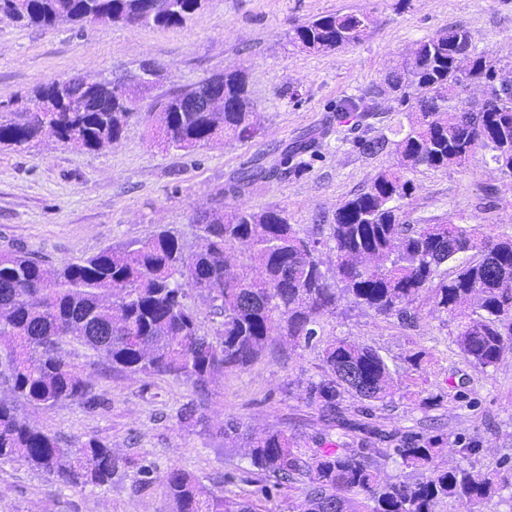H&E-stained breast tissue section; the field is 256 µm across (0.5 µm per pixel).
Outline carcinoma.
Returning a JSON list of instances; mask_svg holds the SVG:
<instances>
[{
    "label": "carcinoma",
    "instance_id": "cac0c4a2",
    "mask_svg": "<svg viewBox=\"0 0 512 512\" xmlns=\"http://www.w3.org/2000/svg\"><path fill=\"white\" fill-rule=\"evenodd\" d=\"M205 0H0V16L25 26L54 29L106 19L140 28L170 27L202 9ZM375 24L366 12L327 13L295 26L288 42L309 53H327L359 43ZM496 66L474 53L470 32L443 28L417 43L403 71L388 75L344 100L341 118L369 117L388 94L407 124L397 136L361 139L368 154L391 149L396 167L380 172L371 186L346 200L329 225L328 239L300 235L277 208L252 211L232 201L277 174V169L242 168L220 189L218 205L195 215L199 245L188 248L178 232L162 227L145 240L106 247L98 253L48 266L22 251L0 253V380L15 396L36 407L63 400L96 404L89 378L62 356L79 344L113 369L145 377L166 375L207 396L224 372L242 369L265 349L271 333L310 342L316 317L336 306V289L320 268L322 244L336 252L334 279L358 306L384 318L410 317L420 293H433L435 306L449 313L482 294L458 325L457 344L475 366H495L512 351V239L497 238L453 222L409 224L403 200L411 196L404 173L418 167L439 170L463 165L479 147L492 151L498 169L512 173V94H498ZM472 84L487 88L483 106L448 116V100ZM415 89L410 93L409 89ZM224 106L188 112L186 104L215 90ZM84 97V109L70 102ZM41 108L0 111V145L24 147L43 138L85 150L118 141L133 113L105 78L82 77L65 92L40 86ZM149 115L158 122L160 143L187 150L211 143H247L258 127L241 70L226 71L188 88L155 97ZM320 141L300 140L281 164L300 169L317 155ZM456 264L452 276L442 266ZM259 267L263 276L252 277ZM209 304L212 327H202L192 303ZM347 395L366 401L357 412L370 418L378 404L392 401L391 369L367 345L335 339L325 344L319 380L306 389L307 403L335 426L366 434L369 423L346 418ZM392 454L407 468L431 470L427 480L385 481L364 448H303L281 429L243 433L224 424V443L248 449L251 473L269 486L306 485L304 512H435L446 499L473 507L498 491L487 475L432 468L443 449L441 435L408 432L388 436ZM22 461L71 486H110L133 460L90 438L70 448L58 436L32 426L13 406L0 401V463ZM171 512H254L248 499L214 493L189 473L174 468L164 480Z\"/></svg>",
    "mask_w": 512,
    "mask_h": 512
}]
</instances>
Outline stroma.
Segmentation results:
<instances>
[{"label": "stroma", "mask_w": 512, "mask_h": 512, "mask_svg": "<svg viewBox=\"0 0 512 512\" xmlns=\"http://www.w3.org/2000/svg\"><path fill=\"white\" fill-rule=\"evenodd\" d=\"M362 11L374 26L358 44L312 54L289 44L298 24L331 12ZM451 25L469 30L500 78L512 77V0H206L183 24L129 28L110 22L45 30L0 18V104L29 103L34 90L77 74L108 77L137 70L146 60L164 75L155 94L187 88L224 70L244 69L261 130L241 144L164 149L156 123L139 114L112 147L89 151L57 142L0 146V252L20 247L59 266L106 247L143 240L161 227L195 243V212L214 206L230 174L245 163L279 162L287 144L336 125V107L402 67L416 43ZM363 127L347 123V142L325 139L318 157L300 171L287 170L243 195L242 207L284 210L302 236L333 223L336 210L370 187L396 162L388 151L363 154L352 138ZM491 151L477 148L465 162L406 174L411 224L452 221L495 236L512 234V173L498 170ZM412 322L383 318L340 297L336 311L320 317L311 343L274 336L246 368L226 371L211 386L209 430L180 418L197 395L168 376L120 373L93 351L72 344L64 357L90 377L99 399L90 407L66 400L34 408L0 385L20 417L77 445L96 437L134 466L119 483L65 486L23 462L0 464V512H169L163 479L180 468L215 492L252 500L256 512H300L303 485L262 492L242 449L229 448L219 429L234 419L261 431L283 429L303 438L324 435L343 443L342 430L326 429L304 398L318 379L326 341L346 339L386 357L395 394L379 407L375 423L388 432H442L448 445L439 469L491 474L499 495L481 512H512V352L496 366L475 367L456 343L460 315L434 309L420 297ZM476 443L475 455L462 454ZM150 469L142 476L139 466Z\"/></svg>", "instance_id": "35a3bbf8"}]
</instances>
